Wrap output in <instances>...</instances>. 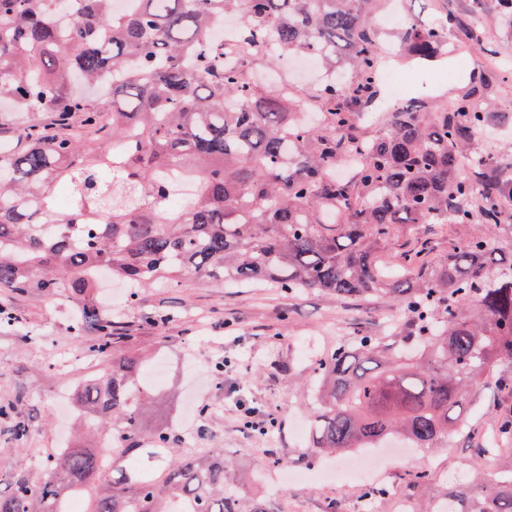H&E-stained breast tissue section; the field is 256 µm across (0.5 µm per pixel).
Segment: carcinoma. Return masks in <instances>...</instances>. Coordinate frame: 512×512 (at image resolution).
Listing matches in <instances>:
<instances>
[{
    "label": "carcinoma",
    "mask_w": 512,
    "mask_h": 512,
    "mask_svg": "<svg viewBox=\"0 0 512 512\" xmlns=\"http://www.w3.org/2000/svg\"><path fill=\"white\" fill-rule=\"evenodd\" d=\"M370 0H0V288L67 292L81 301L75 334L103 363L75 396L82 442L40 461L41 477L16 479L0 512H240L224 451L170 447L152 436L159 469L101 473L138 448L150 398L141 357L119 350L120 326L101 312V272L149 286L179 279L215 285L271 283L336 299L386 300L409 317L408 343L357 334L315 368L316 428L307 454L377 448L394 435L431 449L464 427L454 410L512 357V248L485 231L448 261L417 254L394 278L374 263L401 224L501 226L512 174L478 155L470 174L458 153L485 125L486 102L462 98L424 112L391 113L379 133H353V103L377 95V31ZM226 14L260 54L297 53L330 76L320 124L288 97L245 81L221 59L210 32ZM401 46L435 58L448 13H405ZM349 74V99L336 76ZM112 122L102 123V112ZM194 199L173 210V182ZM512 440V408L480 460ZM481 512H512V471L495 481Z\"/></svg>",
    "instance_id": "obj_1"
}]
</instances>
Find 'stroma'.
<instances>
[{"instance_id": "35a3bbf8", "label": "stroma", "mask_w": 512, "mask_h": 512, "mask_svg": "<svg viewBox=\"0 0 512 512\" xmlns=\"http://www.w3.org/2000/svg\"><path fill=\"white\" fill-rule=\"evenodd\" d=\"M442 4L450 20L446 53L437 66L453 68L461 54L468 59L467 68L444 93L451 99L491 101L488 120L471 150L498 156L511 167L512 81H502L500 73L512 67V54L505 52L512 46V27L477 22L470 0H404L405 9L422 18ZM248 72L267 91L284 78H294L295 99L316 109L321 86L317 68L260 56ZM470 231L464 224L406 225L379 252L377 263L389 274L401 269L409 252L420 253L431 265L445 262ZM96 296L99 307L122 327L123 352L143 356L159 368L151 405L140 419L143 440L163 429L175 447L223 449L225 462L244 479L243 506L260 498L272 501L277 512H351L364 482L351 477L322 480L317 472L329 465L349 466L352 454L301 455L315 411V362L336 346L340 327L349 335L402 341L408 332L403 312L381 300H336L316 291L287 293L266 285L224 288L194 280L133 288L106 279ZM0 306L13 314L11 321L0 323V406L12 407L28 427L26 438L19 440L10 421L0 419V461L12 469L11 476L0 477L5 492L11 477H37L38 461L49 449L72 445L76 420L63 412L62 403L102 363L87 347L96 331L86 330L81 338L73 334L79 308L74 296L1 288ZM226 358L232 364L219 384L212 374ZM240 400L273 419L267 433L243 428L234 410ZM509 408L512 396L498 383H489L464 406L468 425L462 433L437 448L411 447L406 457L390 458L386 482L402 486L406 474L423 466L429 489L427 496L413 497L415 507L428 500L443 503L456 491L466 494L467 507H479L496 474L512 469V452L483 462L476 460L473 449L486 445L498 414ZM280 457L291 460L297 477L286 492L274 495L270 483Z\"/></svg>"}]
</instances>
